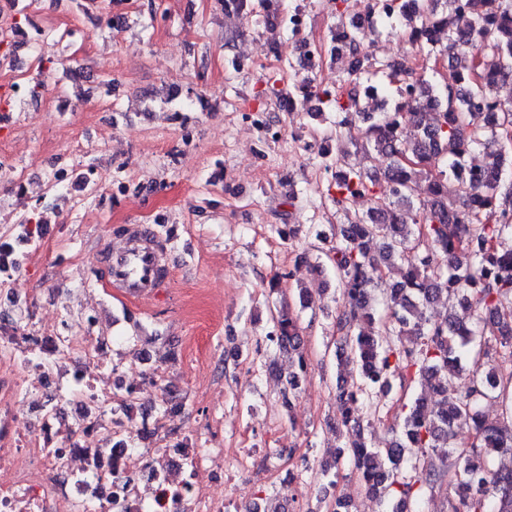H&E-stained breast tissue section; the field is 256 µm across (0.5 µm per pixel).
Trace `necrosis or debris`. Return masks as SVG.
Instances as JSON below:
<instances>
[{
    "label": "necrosis or debris",
    "mask_w": 512,
    "mask_h": 512,
    "mask_svg": "<svg viewBox=\"0 0 512 512\" xmlns=\"http://www.w3.org/2000/svg\"><path fill=\"white\" fill-rule=\"evenodd\" d=\"M113 377L97 317L37 336L0 324V512H228L216 492L224 460L245 475L246 450L159 440L166 412L148 430L154 447L113 459V444L127 438L113 403L140 392L129 380L115 395Z\"/></svg>",
    "instance_id": "1"
}]
</instances>
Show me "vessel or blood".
<instances>
[{"label":"vessel or blood","instance_id":"vessel-or-blood-1","mask_svg":"<svg viewBox=\"0 0 512 512\" xmlns=\"http://www.w3.org/2000/svg\"><path fill=\"white\" fill-rule=\"evenodd\" d=\"M151 239V225L140 226L124 249L108 257L107 274L113 284L137 299L157 295L165 284Z\"/></svg>","mask_w":512,"mask_h":512}]
</instances>
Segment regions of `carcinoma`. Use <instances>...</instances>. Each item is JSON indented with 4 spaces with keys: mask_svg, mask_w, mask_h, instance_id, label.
<instances>
[{
    "mask_svg": "<svg viewBox=\"0 0 512 512\" xmlns=\"http://www.w3.org/2000/svg\"><path fill=\"white\" fill-rule=\"evenodd\" d=\"M366 29L339 18L329 30L340 53L358 62L349 88L322 91L343 118L355 116V150L386 160L376 176L340 150L321 165L336 168L328 189L340 211L375 197L373 208L336 225V246L312 264L330 269L341 291L335 357L352 365L358 380L336 387L342 425L356 429L347 454L366 490L386 512H409L423 487L446 485L444 512H512V179L495 146L512 140V101L498 91L512 83V0H412L413 7H377ZM224 13L243 20H277L288 26L286 0H223ZM465 9L458 28L448 14ZM401 28L423 61L445 59L450 80L442 86L395 62H379L366 41L379 29ZM490 152L482 169L470 168ZM442 167L435 168L436 161ZM420 206L407 221L405 211ZM399 279L383 288L391 271ZM441 302L451 308L427 315ZM460 305L470 319L457 318ZM413 337L410 347L401 337ZM494 340H488V337ZM266 341L292 358L289 376L305 371L296 319L285 309L272 316ZM463 377L454 386L448 376ZM399 379L421 388L394 404L392 439L368 442L365 397L388 395ZM500 409L484 422L483 402ZM467 427L459 441L457 431Z\"/></svg>",
    "mask_w": 512,
    "mask_h": 512,
    "instance_id": "cac0c4a2",
    "label": "carcinoma"
}]
</instances>
